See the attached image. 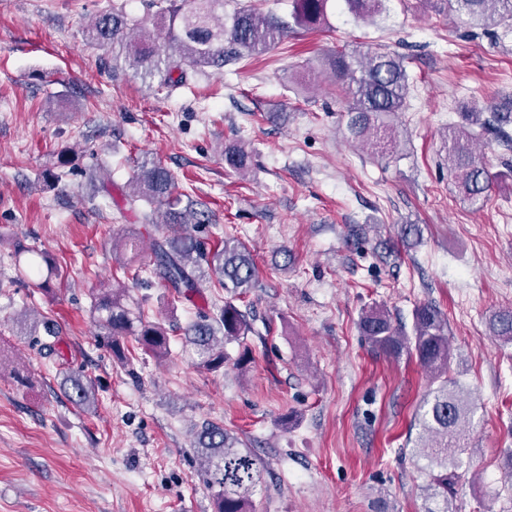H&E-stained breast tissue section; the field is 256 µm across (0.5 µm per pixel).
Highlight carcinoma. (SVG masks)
<instances>
[{"label": "carcinoma", "instance_id": "obj_1", "mask_svg": "<svg viewBox=\"0 0 512 512\" xmlns=\"http://www.w3.org/2000/svg\"><path fill=\"white\" fill-rule=\"evenodd\" d=\"M344 3L356 21L372 20L386 11L387 0H291L293 23L273 15H264L251 6L235 11L224 20V0H158L156 24L165 30L168 52L140 38L131 39L142 22L123 8L96 17L88 31L90 42L112 52V74L125 67L140 71L142 78H159V88L174 91L187 85L184 67L207 74L224 72V65L246 56L259 54L280 44L292 26L312 27L326 21L327 10ZM444 14L455 16L470 29L486 34L498 28H512V0H438ZM334 81L345 94L346 130L353 142H364L377 156L399 151L396 121L405 110L409 94V76L404 57L381 48L351 53L338 52L327 59ZM179 77H173L174 72ZM463 123L453 124L443 134V149L448 153V180L472 204L487 199L499 174L491 171L485 156L474 142L480 132L498 134L502 144L512 148V99L472 101L461 113ZM249 153L238 144L224 146V161L231 168H247ZM137 191L126 198L128 209L136 203L164 205L167 235L153 241L151 258L141 259L142 235L133 231L114 246L123 267L134 268L135 275L149 270L165 283L175 299L196 304L202 297L203 282L214 276L218 286L230 297L223 303L206 301L197 308L195 320L183 328L186 345L196 365L208 372L224 368L228 354L224 346L239 343L252 332L248 314L234 298L253 287L257 270L248 247L237 237L226 235L209 248L194 229L208 222V211L195 208L194 201L180 206L173 196L174 178L159 162L144 158L136 169ZM32 249L17 241L12 257L18 273L36 275L33 287L52 291L53 281L61 278L56 262L46 253L38 254L30 271L24 269V256ZM97 322L105 330L104 342L120 361L127 360L124 339L131 337L156 360L170 355V333L160 322L145 319L142 307L132 308L123 288H113L95 296ZM359 326L371 348L395 361L416 357L428 371L435 387L426 400L428 409L418 416L421 428L414 455L423 462V491L433 506L426 512H456L460 452L467 447L472 426L473 406L470 392L450 375L452 352L448 338V319L432 303L415 307L411 333L393 323L379 308L361 314ZM489 335L503 344H512V306L502 307L488 320ZM48 340L41 344L45 355L57 353L56 325L43 321ZM95 397L89 379H71L70 399L84 408ZM195 448L201 454L200 475L212 490L213 512H253V498L263 484L264 464L251 448L224 427L206 422L197 433Z\"/></svg>", "mask_w": 512, "mask_h": 512}]
</instances>
